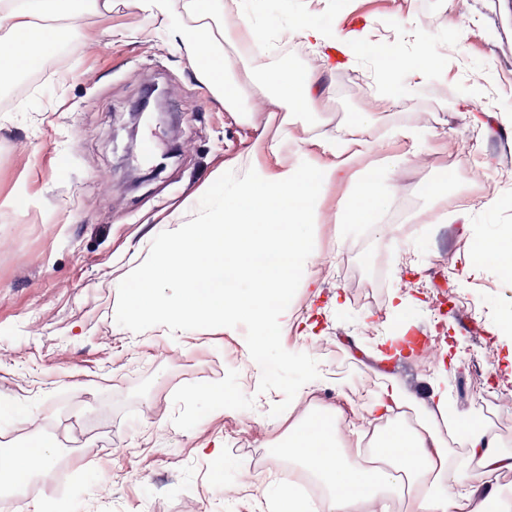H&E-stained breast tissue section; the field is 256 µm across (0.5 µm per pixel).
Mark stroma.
Returning <instances> with one entry per match:
<instances>
[{
  "mask_svg": "<svg viewBox=\"0 0 512 512\" xmlns=\"http://www.w3.org/2000/svg\"><path fill=\"white\" fill-rule=\"evenodd\" d=\"M219 0L210 22L224 33L232 75L256 80L286 68L318 78L311 112L271 107L257 95L236 105L209 94L184 52L173 49L163 19L132 0H112L108 13L73 21L93 33L59 66L0 105V407H19L24 424L63 429L51 437L55 460H67L66 483L48 481L23 498L16 512L65 500L69 512H271L280 488V450L288 440V408L297 385L326 370L314 394L333 410L345 405V384L362 378L369 393L396 383L404 392L443 378L448 416L479 418L498 447L512 451V417L493 424L469 386L472 373L490 371L512 389V278L497 273V256L475 264L471 244L512 226V0ZM332 13L341 31L390 39L400 56L429 48L439 61L410 93L383 102L374 90L382 61L339 43L337 67L325 71L295 18ZM264 26L275 43L261 49L239 41L241 20ZM165 93L151 123L133 114L144 91ZM492 104L477 112L472 101ZM339 114L341 127L361 124L365 135H391L421 116L420 155L390 176L395 191L429 185L423 212L446 213L427 233L371 224L369 232L339 238L346 186L325 188L307 229V252L294 283L292 308L278 319L267 373L244 385V322L202 325L183 335L148 322L129 327L120 315L118 281L159 255L186 201L209 205L206 188L231 196V182L266 146L289 152L326 135L317 114ZM471 142L495 194L471 204L446 158ZM408 294L398 308L399 294ZM414 333H440L438 360L386 358L379 349L392 319ZM221 387L239 409L210 412L189 391ZM112 407L105 445L88 438L99 404ZM194 418L184 428L186 418ZM235 421L248 449L224 434ZM269 468L248 478V456Z\"/></svg>",
  "mask_w": 512,
  "mask_h": 512,
  "instance_id": "stroma-1",
  "label": "stroma"
}]
</instances>
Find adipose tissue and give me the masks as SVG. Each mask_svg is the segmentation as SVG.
I'll list each match as a JSON object with an SVG mask.
<instances>
[{"label":"adipose tissue","instance_id":"obj_1","mask_svg":"<svg viewBox=\"0 0 512 512\" xmlns=\"http://www.w3.org/2000/svg\"><path fill=\"white\" fill-rule=\"evenodd\" d=\"M141 12L151 17H164L172 44L186 50L189 62L201 84L227 103L235 98L224 84L232 63L224 52L209 22L208 10H201L192 21H184L174 10L173 0H134ZM81 9L77 0H18L17 5H5L0 0V83L24 70L36 59L45 58L59 42V20H76ZM257 95H275L277 105L292 107L297 112L313 111L318 89L312 77L290 71L277 74L271 84H255ZM321 153L333 156L331 164L312 167L308 153H300L296 164L286 166L279 161V144L268 147L271 164L253 165L234 191L238 201L235 209H226L215 202L200 219L183 225L166 236L161 244V261L135 269L121 288L124 295L122 315L133 327L145 321L165 324L171 333H183L199 323L224 324L245 318L254 325V335L247 355L256 370H264L266 353L274 344V319L288 309L285 289L279 280L296 270L302 257L303 240L298 234L283 235L277 225L268 222L271 213L289 215L303 212L312 217L315 208L310 180L321 183L345 178L340 156L349 150L360 153L385 152L388 143L374 144L358 138L355 129L335 136H323L312 141ZM399 156H389L388 162L361 172L356 183L364 199L352 211L350 221L365 223L381 199L368 195L367 190L388 180ZM251 214L259 222L253 235L275 244L283 258V270L255 267L253 284L243 285L234 297H226L222 283L224 238L234 231L237 216ZM168 274L177 275L183 287L179 298L163 297L158 288ZM424 397H406L398 385L384 387L375 393L368 405L369 412H381L389 419L406 408L413 409L417 429L390 430L370 452L379 459L374 468H361L355 463L362 448L342 443L336 426L325 417H301L292 427L284 450L317 474L332 493L325 512H379L388 492L409 485L414 512H485L495 506L496 512H512V495L500 486L487 484L488 476L512 472V452L499 451L488 431L467 427L464 441L471 460L483 475L470 483L460 469L448 466L445 439L437 432L438 418L448 411V398L439 381L429 383ZM54 451L49 442L41 441L24 450L0 451V482L8 484L23 479L34 467H50Z\"/></svg>","mask_w":512,"mask_h":512}]
</instances>
